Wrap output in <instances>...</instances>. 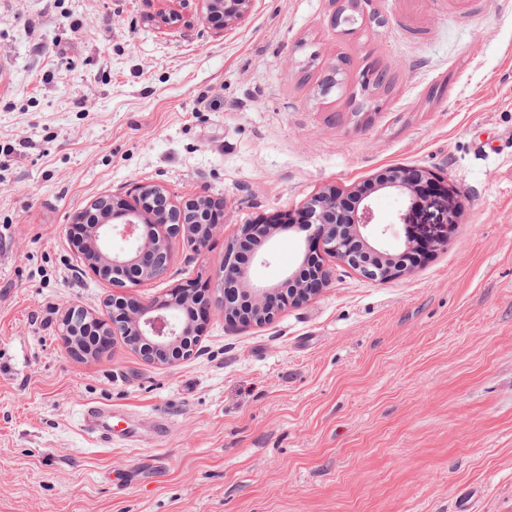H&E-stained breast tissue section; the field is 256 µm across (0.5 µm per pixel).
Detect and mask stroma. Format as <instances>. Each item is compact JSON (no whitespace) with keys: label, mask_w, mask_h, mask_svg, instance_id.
Here are the masks:
<instances>
[{"label":"stroma","mask_w":512,"mask_h":512,"mask_svg":"<svg viewBox=\"0 0 512 512\" xmlns=\"http://www.w3.org/2000/svg\"><path fill=\"white\" fill-rule=\"evenodd\" d=\"M335 11L255 0L218 34L201 0H0V512H512V0H370L385 26L348 32ZM392 165L461 206L411 273L327 259L316 299L214 315L172 367L62 345L67 308L112 293L67 237L95 198L224 208L137 296L213 284L262 221L273 285L306 246L282 219Z\"/></svg>","instance_id":"obj_1"}]
</instances>
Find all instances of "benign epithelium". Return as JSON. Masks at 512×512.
Listing matches in <instances>:
<instances>
[{
  "mask_svg": "<svg viewBox=\"0 0 512 512\" xmlns=\"http://www.w3.org/2000/svg\"><path fill=\"white\" fill-rule=\"evenodd\" d=\"M205 22L211 17H224L223 28L244 20L255 0H201ZM437 183L430 172L421 169L391 166L382 169L365 182L353 187L348 196L355 199L353 207L341 204L343 196L332 188L314 194L302 207L308 216L304 225L308 241L318 249L317 281L307 287L300 283L307 260L286 272L277 285L252 281L250 269L236 261L244 249L252 257L266 254L268 234L258 224L242 225L236 239L224 252L218 271V290L222 296L211 300L204 296L198 304L197 321L179 320V304L191 299L195 286L175 288L162 297L136 298L130 291L146 283L168 276L174 243L182 239L197 248L209 241L218 225L203 221L206 199L175 201L160 185L136 184L126 195L100 197L86 205L73 223L91 219L86 240H72L84 266L98 279L120 291L106 302V316L92 317L79 306L67 309L62 319V336L67 346L80 355L76 342L88 325L113 342L119 336L124 343L148 361L160 366H174L187 359L197 346L203 324L214 312L224 316V323L235 330L269 323L285 307L319 295L331 280V271L324 258H334L359 271L365 277L387 282L406 274L407 265L399 254L382 245L387 225L377 220L370 196L377 190L398 192L405 196L407 206L398 214L405 224L418 215L433 229L452 223L458 204L448 191L425 197L414 182ZM152 224L156 231L146 235L143 225Z\"/></svg>",
  "mask_w": 512,
  "mask_h": 512,
  "instance_id": "benign-epithelium-1",
  "label": "benign epithelium"
}]
</instances>
